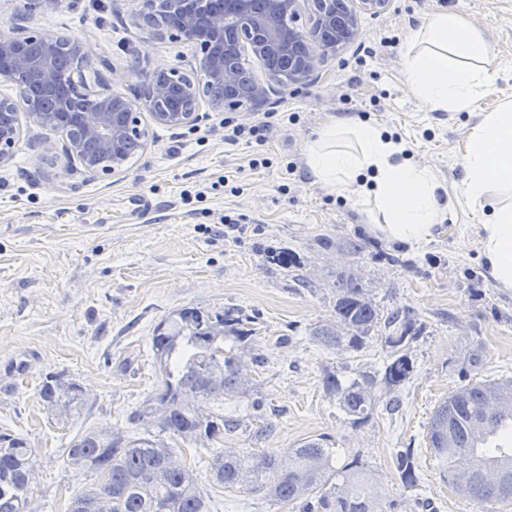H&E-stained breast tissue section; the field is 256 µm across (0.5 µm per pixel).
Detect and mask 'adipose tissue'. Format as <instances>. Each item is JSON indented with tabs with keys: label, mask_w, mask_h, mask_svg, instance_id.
<instances>
[{
	"label": "adipose tissue",
	"mask_w": 512,
	"mask_h": 512,
	"mask_svg": "<svg viewBox=\"0 0 512 512\" xmlns=\"http://www.w3.org/2000/svg\"><path fill=\"white\" fill-rule=\"evenodd\" d=\"M404 75L421 106L463 112L495 87L497 67L482 34L461 14H431L406 40ZM403 140L372 124L343 121L306 148L315 182L368 207L375 231L400 247L424 245L444 218L441 187ZM459 195L482 207L480 249L498 287L512 289V96L483 115L462 157Z\"/></svg>",
	"instance_id": "adipose-tissue-1"
}]
</instances>
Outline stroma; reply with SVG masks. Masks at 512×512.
<instances>
[{"label":"stroma","mask_w":512,"mask_h":512,"mask_svg":"<svg viewBox=\"0 0 512 512\" xmlns=\"http://www.w3.org/2000/svg\"><path fill=\"white\" fill-rule=\"evenodd\" d=\"M29 0H0L7 23L82 39L88 92H129L134 68L190 71L194 44L150 40L132 21L133 0H58L30 11ZM438 11L458 12L482 34L498 68L493 92L469 112L422 108L403 75L405 35ZM512 94V0H392L361 18V36L321 67L316 83L272 95L266 108L242 107L234 122L253 125L269 113L297 119L273 126L265 145L224 141V112L202 106L195 125L173 128L141 120L148 145L117 174L96 175L73 162L61 133L24 124L13 160L0 166V370L26 358L17 383L0 391V430L27 438L36 451L32 512H67L70 499L97 484L66 471L65 445L78 433L124 425L156 384L150 339L155 325L182 306L233 308L252 322L269 362L258 393L226 404L225 414L273 421L271 431L225 436L243 452L279 451L326 437L342 460L359 458L394 512H483L443 477L428 445L434 408L464 383L463 365L481 348L480 379L512 377V289L497 287L481 254L477 207L459 201L462 156L471 128ZM370 121L402 139L448 193L447 218L421 248L407 251L372 230V216L309 174L305 147L321 129ZM264 154L269 164L249 163ZM146 195L155 210L129 223L128 199ZM249 230L237 243L208 234L224 215ZM363 247L347 254L349 241ZM292 249L300 264L284 268L271 251ZM352 278L380 306L404 308L422 331L410 349L412 380L395 409L355 426L321 387L325 372L343 379L380 369L387 349L375 340L357 353L325 349L314 328L333 316L332 285ZM65 372L90 391L78 421L57 423L38 399L46 373ZM413 449L420 484L404 488L398 450ZM211 501L212 512H299L243 488L206 481L207 452L180 446Z\"/></svg>","instance_id":"1"}]
</instances>
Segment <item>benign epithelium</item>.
<instances>
[{
  "mask_svg": "<svg viewBox=\"0 0 512 512\" xmlns=\"http://www.w3.org/2000/svg\"><path fill=\"white\" fill-rule=\"evenodd\" d=\"M133 15L134 25L150 38L169 34L195 44L198 67L188 76L178 69L141 70L139 92L130 98L106 90L92 94L75 89L48 102L0 98V166L15 156L22 136V118L64 133L65 150L90 172L113 174L130 160L125 144L147 146L140 113L147 111L163 125L182 127L197 122L200 102L213 109H233L244 103L261 106L275 88H299L316 82L319 65L356 40L360 17L378 15L390 0H310L311 25L297 24L299 0H224V8L212 9L205 18L203 0H141ZM250 49L267 79H256L245 67L243 51ZM75 59L86 57L83 42L61 39L13 25L0 27V78L27 76L47 90L66 81L77 86L73 73L56 65L58 51ZM107 158L105 165L101 159Z\"/></svg>",
  "mask_w": 512,
  "mask_h": 512,
  "instance_id": "benign-epithelium-1",
  "label": "benign epithelium"
}]
</instances>
